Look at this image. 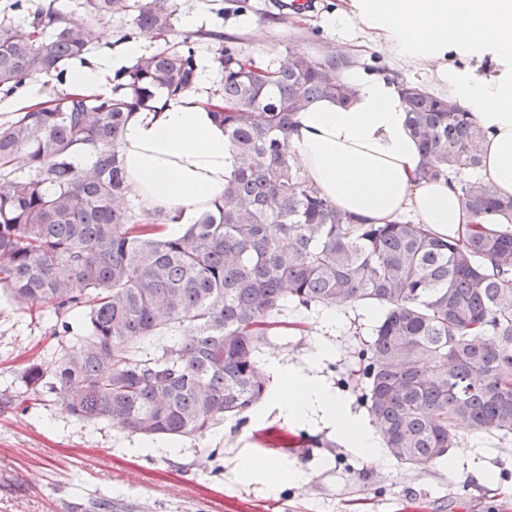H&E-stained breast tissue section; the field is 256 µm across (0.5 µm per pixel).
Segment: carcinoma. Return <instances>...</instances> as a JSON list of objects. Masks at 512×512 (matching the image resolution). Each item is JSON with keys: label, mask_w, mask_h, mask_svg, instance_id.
I'll return each mask as SVG.
<instances>
[{"label": "carcinoma", "mask_w": 512, "mask_h": 512, "mask_svg": "<svg viewBox=\"0 0 512 512\" xmlns=\"http://www.w3.org/2000/svg\"><path fill=\"white\" fill-rule=\"evenodd\" d=\"M28 0L0 20V98L31 82L52 99L0 124V289L20 308L56 318L84 314L88 335L21 374L50 389L88 423H112L148 438H201L226 420L243 422L264 400L269 377L258 357L278 316L304 308L371 304L379 316L362 353V403L384 447L408 468L448 456L462 423L512 436V198L478 177L484 133L455 102L402 84L419 140L418 175L453 173L482 224L457 238L398 220L362 224L322 197L289 158L293 116L312 102L348 103L342 72L354 61L333 48L319 57L290 48L279 65L244 60L228 38L213 57L222 74L216 118L238 165L224 198L182 236L162 237L130 205L120 133L129 116L196 80L195 37L143 54L115 71L112 92L65 89L87 63L92 25L49 0ZM102 21L134 10V34L163 39L176 0H82ZM94 158L78 163L73 147ZM186 331L149 350L161 333Z\"/></svg>", "instance_id": "obj_1"}]
</instances>
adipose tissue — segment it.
I'll return each mask as SVG.
<instances>
[{"label": "adipose tissue", "mask_w": 512, "mask_h": 512, "mask_svg": "<svg viewBox=\"0 0 512 512\" xmlns=\"http://www.w3.org/2000/svg\"><path fill=\"white\" fill-rule=\"evenodd\" d=\"M337 35L360 29L396 58L429 72L482 128V178L499 196L512 197V0H341L326 18ZM140 43L121 55L75 68L73 88L103 92L108 76L138 56ZM193 88L155 111L128 118L119 146L129 196L155 216L166 237L182 235L224 196L236 154L207 105L213 68L197 66ZM344 79L356 89L345 105L323 99L298 112L287 134L288 151L314 187L341 211L369 224H388L412 213L441 236L456 235L477 218L446 178H418L421 155L408 123L401 81L359 70ZM285 390L273 402L290 420L317 417L353 452L377 454L370 427L313 374L276 365Z\"/></svg>", "instance_id": "1"}]
</instances>
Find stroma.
I'll return each instance as SVG.
<instances>
[{
  "instance_id": "1",
  "label": "stroma",
  "mask_w": 512,
  "mask_h": 512,
  "mask_svg": "<svg viewBox=\"0 0 512 512\" xmlns=\"http://www.w3.org/2000/svg\"><path fill=\"white\" fill-rule=\"evenodd\" d=\"M177 0L180 16L170 43L187 32L184 16L201 13L206 39L199 56L213 57L221 37H234L243 56L276 65L288 47L313 57L330 47L353 56L357 67L373 66L442 95L417 68L386 50L357 52L365 36L345 39L325 19L339 0H316L314 11L296 16L277 0ZM323 309L287 304L285 322L261 353L263 364L279 363L297 372L316 368L351 413L367 417L362 404L359 354L370 344L375 316L370 307H340V322L326 327ZM70 332L50 312L15 306L0 293V512H401L417 501L423 512H512V437L464 429L465 451L454 465L437 462L415 469L390 455L360 456L321 422L284 419L262 401L244 423L225 422L210 434L173 442L146 441L108 424L89 425L63 410L49 388L25 389L20 381L30 364H48L85 335L82 318ZM329 355L312 362L315 342ZM301 440L302 448L275 446L280 435ZM273 460L282 478L276 491L244 480L235 464L243 456ZM486 472L476 480L472 469ZM302 472L301 481L288 479Z\"/></svg>"
}]
</instances>
